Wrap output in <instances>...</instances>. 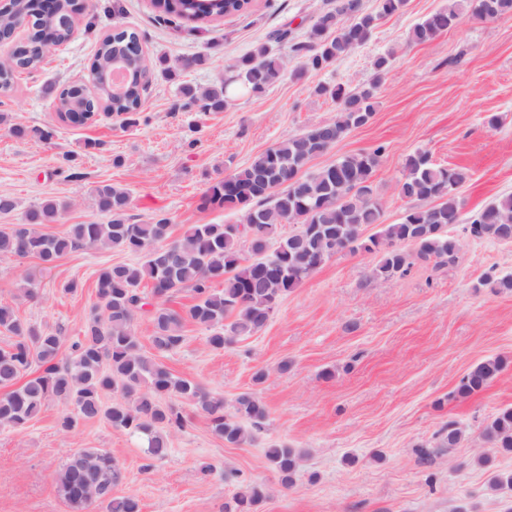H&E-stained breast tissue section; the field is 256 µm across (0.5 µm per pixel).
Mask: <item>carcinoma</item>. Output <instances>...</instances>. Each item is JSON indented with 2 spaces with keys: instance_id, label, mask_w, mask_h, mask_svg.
Masks as SVG:
<instances>
[{
  "instance_id": "1",
  "label": "carcinoma",
  "mask_w": 512,
  "mask_h": 512,
  "mask_svg": "<svg viewBox=\"0 0 512 512\" xmlns=\"http://www.w3.org/2000/svg\"><path fill=\"white\" fill-rule=\"evenodd\" d=\"M407 0H378L377 11L368 12L362 0H336V7L322 12L305 39L291 44L299 59L300 73L319 72L351 54L370 37L378 22L401 12ZM487 0H448V5L416 24L410 42L427 43L458 25L463 14L478 16ZM250 0H157L155 7L166 15L164 22L180 27L190 17L202 23L213 16H231L245 11ZM72 0H58L53 13H38L32 0H12L0 12V36H9L19 19H29V51L11 59L0 69V90L12 88L15 74L35 70L45 59L42 33L49 31L56 44L68 41L73 26ZM143 52L140 35L133 29L117 28L99 45L92 84L94 93L74 94L57 90L55 101L69 112H88L104 101L103 110L137 122L143 84L132 77L121 96L113 95L107 71L112 59L139 67ZM390 56L373 62L369 83L349 90L338 85H319L316 93L336 102L332 121L314 126L279 141L253 158L245 167L210 182L200 196L202 209H221L258 214L259 233L251 238L231 224H187L172 237L170 218L156 215L134 222L128 215L130 194L112 184L94 190L97 211L109 216L105 224L95 221L72 224L63 235L47 234L38 226L58 221L68 204L48 200L30 210L22 224L0 228V259L38 258L54 264L67 253L83 247L119 250L133 254L137 262L118 263L101 269L96 280L99 304L93 309L80 336L70 346L57 330L22 318L11 305L0 303V333L9 343L0 346V427L22 430L39 415L50 400L66 406L58 425L64 431L79 422L106 420L113 428L136 436L149 459H162L169 451L170 434L180 430L186 415L166 402L177 396L206 416L215 435L234 447L254 441V432L264 428L265 405L250 393L237 397L234 411L226 412L224 398L200 383L175 376L162 362L146 355L134 320L147 312L153 325L151 343L159 353L178 350L185 343V323L194 322L210 331L207 345L222 350L241 336L263 329L280 301L319 270L333 255L349 250L379 255L372 273L389 280L406 274L418 262L443 268L458 258L459 240L438 232L441 225L459 222L462 203L456 187L466 172L433 163L427 152L417 150L404 159L399 196L406 209L397 224H385L384 205L375 194L372 176L383 153L382 147L349 154L314 173L301 171L309 161L328 150L348 131L365 125L377 107V90L389 66ZM286 62L265 44L243 55L232 65V76L197 92L183 88L181 107L198 104L221 112L233 102L232 88L259 95L279 81ZM435 200L420 208L416 201ZM300 218L297 230L287 236L280 226L288 218ZM382 229L364 236L365 228ZM467 231L475 239L512 243V194L493 199L476 211ZM412 244L409 252L404 245ZM151 285L153 294L168 298L183 288L195 294V303L175 310L163 304L145 309L140 288ZM233 315L230 324L226 317ZM504 368L500 358L474 365L461 380L458 394L470 396L483 390ZM112 402L106 403L107 396ZM461 437L456 423L442 430L440 448L455 447ZM485 441L503 452L512 451V407H505L486 424ZM265 457L287 485L299 469L301 452L271 446ZM122 476L112 455L101 448H84L60 469L56 485L73 512H86L93 503L105 512H141L132 496L113 495ZM262 491L245 485L224 504V512H255Z\"/></svg>"
}]
</instances>
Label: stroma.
<instances>
[{
	"mask_svg": "<svg viewBox=\"0 0 512 512\" xmlns=\"http://www.w3.org/2000/svg\"><path fill=\"white\" fill-rule=\"evenodd\" d=\"M447 3L407 0L403 12L382 19L363 46L325 70L284 75L261 95L240 91L228 109L201 112L180 110L183 86L216 84L228 65L275 30L304 37L333 0H252L244 14L179 30L162 21L151 0H86L70 40L0 93V113L51 134L47 141L18 139L0 129V191L17 201L14 211L0 213V227L22 223L27 210L48 199L67 208L42 232L104 222L92 201L102 182L129 191L136 221L165 215L176 236L187 224L235 223V214L200 208L208 184L274 143L335 118V102L315 86L361 87L381 55L391 62L372 120L315 156L307 171L383 148L373 186L389 224L407 207L397 184L409 153L428 151L433 162L467 174L460 222L449 228L462 242L455 264L418 263L406 275L377 280L375 255L344 251L282 299L260 332L214 351L206 330L189 322L183 346L159 355L175 375L223 395L226 407L244 392L261 400L268 421L254 442L226 446L204 416L189 412L169 455L152 460L104 421L60 431L65 407L51 401L27 429L0 427V512H72L55 477L85 448L105 449L118 460L123 477L113 493L137 497L142 512H222L243 482L266 493L257 512H504L512 491L492 487L490 478L512 471V453L495 452L482 430L500 408L512 406V293L495 292L483 280L491 272L512 273V243L476 240L463 227L487 202L512 194V17L467 15L434 40L410 44L415 24ZM117 27L140 33L152 65L137 126L104 115L86 124L61 120L54 89L89 84L97 48ZM493 115L500 118L494 128L487 124ZM132 260L96 248L69 253L51 267L33 257L0 260V302L70 342L97 302L98 270ZM73 279L77 291L64 292ZM28 281L39 300L24 297ZM495 357L506 359L504 370L481 393L458 397L470 368ZM261 370L266 378L255 381ZM451 421L462 430L461 442L438 448ZM273 445L303 454L290 486L265 458ZM422 446L435 448L430 461L419 458ZM205 463L215 476L202 477ZM231 470L240 483L222 479Z\"/></svg>",
	"mask_w": 512,
	"mask_h": 512,
	"instance_id": "obj_1",
	"label": "stroma"
}]
</instances>
